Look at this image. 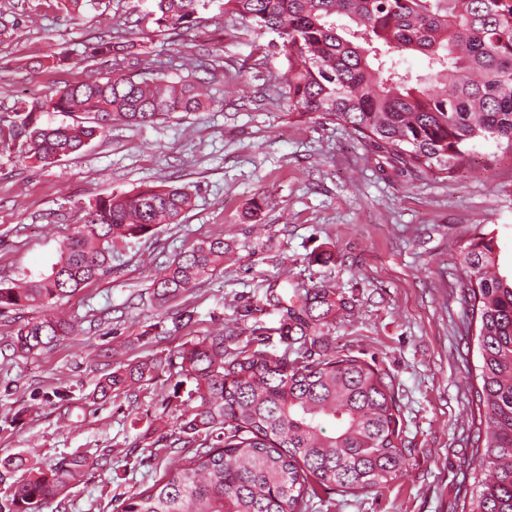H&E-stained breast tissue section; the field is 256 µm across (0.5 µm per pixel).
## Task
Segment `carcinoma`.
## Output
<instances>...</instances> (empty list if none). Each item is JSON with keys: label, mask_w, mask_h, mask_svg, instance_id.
I'll use <instances>...</instances> for the list:
<instances>
[{"label": "carcinoma", "mask_w": 512, "mask_h": 512, "mask_svg": "<svg viewBox=\"0 0 512 512\" xmlns=\"http://www.w3.org/2000/svg\"><path fill=\"white\" fill-rule=\"evenodd\" d=\"M211 0H154L158 32L190 30ZM224 15L258 33H273L285 62L279 104L306 118L348 127L401 177L451 178L481 143L512 150V0H221ZM407 54L426 58L413 80ZM208 99L192 80L164 70L106 73L67 85L55 96L22 101L14 135L36 164L50 165L102 135L107 118L136 126L172 112H199ZM37 112L82 113L68 125L41 126ZM193 205L184 188L147 187L102 193L60 246L49 275L22 287H0V312L28 305L53 309L112 271V249L161 224H176ZM231 245L203 239L174 256L152 280L164 306L224 266ZM465 301L477 324L479 379L475 455L479 476L466 512H512V278L500 274L494 238L476 236L457 256ZM278 334L304 347L293 359L263 349L254 335L231 351L232 335L188 340L166 358L193 384L177 430L192 455L146 490L133 491L122 512H308L313 484L351 494L375 490L403 471L402 425L387 374L364 359L338 354L321 328L336 312L323 286L293 291ZM51 314L22 325L8 346L19 354L50 348L69 335ZM162 363L155 359L103 375L92 399L134 394ZM96 465L74 453L45 471L26 469L0 499V512H37L71 479Z\"/></svg>", "instance_id": "1"}]
</instances>
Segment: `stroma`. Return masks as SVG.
<instances>
[{"mask_svg":"<svg viewBox=\"0 0 512 512\" xmlns=\"http://www.w3.org/2000/svg\"><path fill=\"white\" fill-rule=\"evenodd\" d=\"M151 8L152 0H84L77 12L68 0H0L2 129L19 101L111 71L92 53L101 40L134 41L141 66L193 79L213 98L206 110L146 126L107 121L102 136L46 167L19 142L0 141L1 287L49 273L98 194L176 185L194 195L179 223L117 243L113 272L58 303L74 331L56 346L14 354L10 338L43 309L0 313V460L24 456L47 468L76 452L109 454L108 468L84 471L40 512H121L132 491L176 466L178 453L154 443L173 434L183 400L167 371L136 397L94 403L87 396L98 379L219 328L237 332L232 346L244 347L238 307L287 287L326 286L338 306L322 333L336 352L390 376L408 465L377 491L320 492L308 512H462L473 489L478 356L455 263L461 246L484 234L497 239L502 270L512 269V152L477 147L448 179L393 177L350 129L277 107L284 61L272 34L244 28L214 4L197 28L159 35ZM203 49L207 68H192ZM259 196L261 236L245 218ZM216 237L234 249L223 270L157 306L151 275ZM180 310L191 312L189 324L177 322Z\"/></svg>","mask_w":512,"mask_h":512,"instance_id":"stroma-1","label":"stroma"}]
</instances>
